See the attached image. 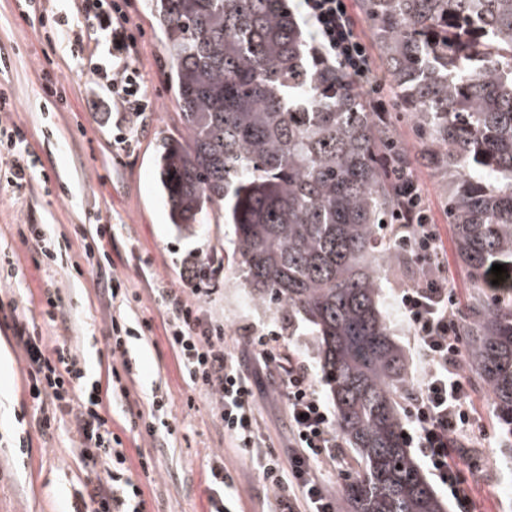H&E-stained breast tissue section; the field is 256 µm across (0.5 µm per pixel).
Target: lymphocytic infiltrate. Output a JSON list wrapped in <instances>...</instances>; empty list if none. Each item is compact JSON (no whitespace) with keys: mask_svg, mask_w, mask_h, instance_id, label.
<instances>
[{"mask_svg":"<svg viewBox=\"0 0 512 512\" xmlns=\"http://www.w3.org/2000/svg\"><path fill=\"white\" fill-rule=\"evenodd\" d=\"M314 42L328 57L345 67L356 82L368 81L370 62L361 23L349 0H299ZM129 38L123 26L112 27L105 39L112 47V69L87 63L93 79H108L112 98L129 114L147 112V97L139 70L122 56ZM15 102L0 90V146L14 156V178L23 183L25 168L19 159L26 143L24 131L7 118ZM404 207L397 222L402 247L427 264V274L399 293L400 308L410 327L423 365L419 390L409 410L408 447L416 449L436 481L448 490L457 512H472V498L455 463L454 454L472 447L481 432L468 380L463 371L464 350L457 332L454 297L445 275L443 247L437 227L423 202V191L411 175L401 179ZM167 341L175 351L182 374L192 391L211 398L224 433L237 447H255L254 383L238 359L224 350L221 329L206 322L197 306L189 304L179 288H161ZM16 338L24 353L30 395L36 405L51 403L53 413L38 420L41 434H49L55 414L68 412L79 436V456L86 471L80 496L85 512H147L141 487L125 463L121 438L106 417L111 393L99 382L88 381L79 356L68 340L46 343L43 337L16 323ZM288 402L290 439L282 451H269L256 464L277 494L279 512H336V502L311 469L312 461L332 457L336 447L335 422L317 396L306 369L289 365L283 379ZM171 402L157 396L149 415L130 413L129 431L157 439L173 434Z\"/></svg>","mask_w":512,"mask_h":512,"instance_id":"obj_1","label":"lymphocytic infiltrate"}]
</instances>
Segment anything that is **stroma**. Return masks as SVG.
<instances>
[{"mask_svg": "<svg viewBox=\"0 0 512 512\" xmlns=\"http://www.w3.org/2000/svg\"><path fill=\"white\" fill-rule=\"evenodd\" d=\"M123 9L133 35L123 55L139 68L155 103L154 111L131 127L121 106L104 109L101 99L106 89L91 92L86 74L70 52L47 36V19L65 16L82 41L85 57L111 67L100 23L84 16L81 0H0V54L8 59L7 68H0V86L12 92L16 110L11 119L28 139L23 187L14 184L11 156L0 155V269L10 273L9 278H0V349L12 358L6 378L11 406L0 408V512L75 510L86 474L75 454L78 436L72 417L58 414L53 434L41 435L40 412L29 394L14 322L24 320L48 339L69 337L91 379L108 383L112 358L106 342L111 316L121 310L110 298L111 283L103 268L107 261L123 276L125 288L137 296L124 310L133 369L122 383L130 391V402L134 410L146 414L153 394L165 393L178 417L175 432L153 442L125 430L120 404L110 410L112 430L127 450V465L145 492L150 512H209L205 480L217 455L233 478L224 490L230 512H278L276 496L253 456L259 449L287 447L288 403L280 375L261 369L247 343L250 337L278 332L283 353L304 363L325 400L329 393L312 350L311 329L303 322L287 325L220 271L212 273L207 288L194 292L188 281L191 269L213 253L230 252L233 229L228 224H202L196 234L185 236L169 224L153 156L158 133L179 127L177 107L164 74L160 35L145 0H126ZM46 69L57 77L61 98L46 96L42 76ZM125 131L130 134L126 145L118 140ZM415 172L442 239L456 305L464 307L470 290L455 261L439 185L426 168L416 167ZM93 214L110 225L111 233L103 240V254L88 256L81 243L94 232L89 223ZM23 224L43 225L46 241L62 252L56 263H47L40 243L19 234ZM410 266L407 275L397 268L384 274L381 304L395 340L408 356L409 377L414 380L422 366L397 303L399 290L409 287L411 276L424 269L415 258ZM49 280L60 288L52 307L42 293ZM164 285L183 289L203 317L223 329L227 352L253 377L256 448L235 447L209 398H197L194 408L185 407L190 387L166 340L156 295ZM144 318L154 324L153 335L146 338L138 334ZM473 398L486 435L460 466L474 512H512V442L502 436L487 393L474 390ZM141 449L150 451L155 462L148 477L139 467Z\"/></svg>", "mask_w": 512, "mask_h": 512, "instance_id": "obj_1", "label": "stroma"}]
</instances>
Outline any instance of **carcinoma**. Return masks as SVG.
Here are the masks:
<instances>
[{
    "instance_id": "cac0c4a2",
    "label": "carcinoma",
    "mask_w": 512,
    "mask_h": 512,
    "mask_svg": "<svg viewBox=\"0 0 512 512\" xmlns=\"http://www.w3.org/2000/svg\"><path fill=\"white\" fill-rule=\"evenodd\" d=\"M290 0H148L181 129L156 144L170 223L233 225V277L311 327L336 433L358 465L344 512H446L402 437L406 358L379 304L403 265L397 175L438 178L470 297L466 365L512 433V0H359L395 112L373 111ZM407 126L412 140L404 142ZM495 264L507 267L498 284Z\"/></svg>"
}]
</instances>
